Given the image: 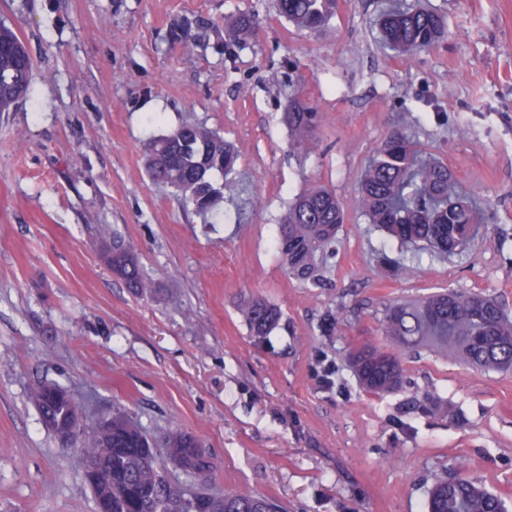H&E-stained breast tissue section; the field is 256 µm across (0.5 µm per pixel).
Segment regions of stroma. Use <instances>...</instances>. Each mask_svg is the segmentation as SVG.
<instances>
[{
    "label": "stroma",
    "mask_w": 512,
    "mask_h": 512,
    "mask_svg": "<svg viewBox=\"0 0 512 512\" xmlns=\"http://www.w3.org/2000/svg\"><path fill=\"white\" fill-rule=\"evenodd\" d=\"M402 2L447 21L410 58L380 39L387 0H340L326 31L297 29L275 0H0L34 63L32 100L0 114V512H95L78 449L31 399L45 382L86 423L120 410L156 442L192 435L213 491L285 512H425L434 482L460 473L512 506V371L419 348L378 396L349 362L369 340L390 350L396 302L447 289L512 310V0ZM243 12L262 28L225 55ZM183 17L209 27L189 50L170 41ZM294 93L321 117L300 152L282 120ZM186 120L238 150L213 177L224 223L185 212L145 169L146 140ZM406 120L482 206L484 233L461 254L405 252L355 204L373 150ZM312 186L346 211L318 287L289 277L276 246L289 200ZM116 236L148 293L106 266ZM403 255L413 271L390 276L385 258ZM251 297L282 310L262 340L239 312ZM322 358L337 366L327 383Z\"/></svg>",
    "instance_id": "35a3bbf8"
}]
</instances>
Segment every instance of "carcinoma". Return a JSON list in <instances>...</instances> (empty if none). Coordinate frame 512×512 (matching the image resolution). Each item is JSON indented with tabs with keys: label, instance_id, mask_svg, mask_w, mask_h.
Listing matches in <instances>:
<instances>
[{
	"label": "carcinoma",
	"instance_id": "obj_1",
	"mask_svg": "<svg viewBox=\"0 0 512 512\" xmlns=\"http://www.w3.org/2000/svg\"><path fill=\"white\" fill-rule=\"evenodd\" d=\"M337 0H276L277 14L299 29L321 30L336 16ZM383 41L396 53L411 56L435 45L446 22L439 14L388 8L379 18ZM259 22L242 14L224 30V52L247 44ZM198 22L188 18L173 23L172 43L187 49L201 41ZM33 61L23 41L10 26L0 23V113L12 112L26 100L31 87ZM283 120L296 150L305 146L318 125L319 114L310 102L295 96ZM145 167L150 178L174 188L183 208L219 224L224 213L217 206L221 188L210 179L214 172H231L237 160L235 148L205 125L186 121L150 137L144 145ZM358 203L368 223L403 245L424 244L440 255L464 252L479 233L473 201L463 195L448 166L422 156L417 143L403 128L390 132L376 149L358 187ZM345 212L336 194L327 188L303 190L288 202L279 224L278 248L287 274L305 284L323 281L322 258L336 242ZM112 272L127 287L144 292L150 287L133 248L112 241L107 254ZM250 332L258 339L279 323L278 307L253 298L241 306ZM382 333L402 350L425 345L448 349V356L485 371L512 369V316L492 297L482 293L460 295L437 292L418 303L386 308ZM352 362L364 387L383 395L400 384L402 364L398 354L365 343L352 353ZM51 383L32 391L42 421L56 432L77 427L81 459L94 468L112 473V484L86 482L94 498L107 497L112 512H277V504L250 490L212 493L205 489L213 465L197 448L194 437L171 433L165 447L156 448L129 418L114 413L88 427L78 406ZM177 465L198 480L191 491L171 483L166 468ZM426 512H507L503 498L456 477L441 479L430 489Z\"/></svg>",
	"mask_w": 512,
	"mask_h": 512
}]
</instances>
